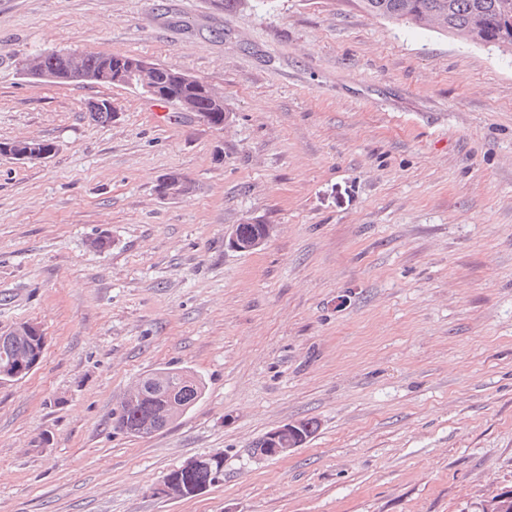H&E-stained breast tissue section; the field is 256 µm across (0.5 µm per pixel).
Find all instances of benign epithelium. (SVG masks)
<instances>
[{"instance_id": "7a95c632", "label": "benign epithelium", "mask_w": 512, "mask_h": 512, "mask_svg": "<svg viewBox=\"0 0 512 512\" xmlns=\"http://www.w3.org/2000/svg\"><path fill=\"white\" fill-rule=\"evenodd\" d=\"M41 57H36L26 66V72L34 78H41L53 84L72 85L84 83H108L136 89L146 96L162 102H174L183 111L192 113L197 120L206 124L210 113L201 109V103L211 108H224V96L205 81L192 78L181 72H174L143 59L125 62L114 61L103 69L88 74L85 72L82 56L70 54V65L67 71L54 73L44 70L40 65ZM183 177L171 174L161 187L164 196H179L183 192ZM274 225H263V235L246 237L237 229L230 232L229 246L238 252H251L262 245L272 236ZM309 437L304 422L296 420L279 425L269 430L263 437L266 446L270 447L268 458H278L288 455L301 447ZM512 506V491L498 493L488 497L482 504L481 512H506Z\"/></svg>"}]
</instances>
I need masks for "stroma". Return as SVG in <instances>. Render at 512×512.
Returning <instances> with one entry per match:
<instances>
[{"label": "stroma", "mask_w": 512, "mask_h": 512, "mask_svg": "<svg viewBox=\"0 0 512 512\" xmlns=\"http://www.w3.org/2000/svg\"><path fill=\"white\" fill-rule=\"evenodd\" d=\"M55 50L175 68L229 117L25 75ZM13 139L57 152L0 158V331L47 337L0 383V512H480L512 489V54L353 0H0ZM170 172L194 193L159 196ZM255 219L266 244L229 248ZM159 367L203 398L115 429ZM308 418L301 447L254 458ZM213 454L219 483L156 494ZM263 227V235L261 237L252 236L246 237L241 234L237 227L235 226L233 230L230 232L228 237L229 246L238 252H251L262 245L272 236L274 232L275 226L272 224H260ZM304 421V422H303ZM296 420L279 425L269 430L263 437L265 447H270V453L257 455L259 458H278L287 456L291 451L301 447L316 430V424L310 420ZM304 424L310 426L309 433Z\"/></svg>", "instance_id": "obj_1"}]
</instances>
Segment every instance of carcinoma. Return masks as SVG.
<instances>
[{"mask_svg": "<svg viewBox=\"0 0 512 512\" xmlns=\"http://www.w3.org/2000/svg\"><path fill=\"white\" fill-rule=\"evenodd\" d=\"M363 11L395 23L429 27L443 34L457 36L474 43L491 44L495 48L512 46V0H357ZM93 120H112V101L99 100L90 113ZM41 350V338L13 339L0 342V380L5 382L3 368L11 359L26 358ZM164 382L155 385L151 374L141 378L144 392L131 405H118L115 428L132 436L150 435L164 422L170 407L178 405L191 410L203 397L205 383L186 368L165 367ZM224 475V461L213 463L212 469H189L181 465L172 469L165 480L181 483L186 495L198 486L212 485Z\"/></svg>", "mask_w": 512, "mask_h": 512, "instance_id": "1", "label": "carcinoma"}]
</instances>
